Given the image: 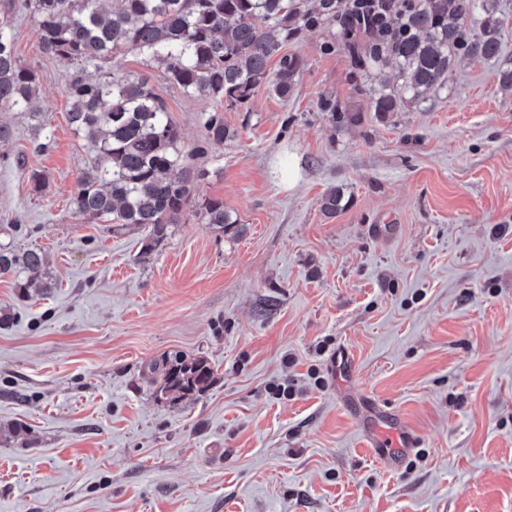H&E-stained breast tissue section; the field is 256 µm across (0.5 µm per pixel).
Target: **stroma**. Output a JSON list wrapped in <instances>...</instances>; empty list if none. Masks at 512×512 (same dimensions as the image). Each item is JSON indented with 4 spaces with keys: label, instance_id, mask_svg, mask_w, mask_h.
I'll use <instances>...</instances> for the list:
<instances>
[{
    "label": "stroma",
    "instance_id": "35a3bbf8",
    "mask_svg": "<svg viewBox=\"0 0 512 512\" xmlns=\"http://www.w3.org/2000/svg\"><path fill=\"white\" fill-rule=\"evenodd\" d=\"M498 8L500 60L460 62L384 122L374 71L322 51L321 29L286 47L304 59L288 97L262 86L236 107L112 59L165 99L197 198L238 218L185 213L145 256L144 230L73 209L90 155L71 68L0 0L50 138L36 150L26 117L0 112V242L44 251L52 283L27 297L0 277V426L28 430L0 436V512H512V0ZM218 107L231 136L214 147L201 115ZM334 186L350 202L330 218ZM172 354L205 359L209 389L156 396L149 369ZM354 400L416 435L398 466L364 448Z\"/></svg>",
    "mask_w": 512,
    "mask_h": 512
}]
</instances>
